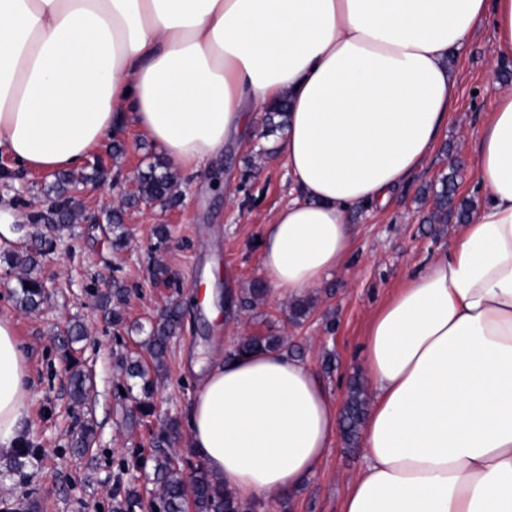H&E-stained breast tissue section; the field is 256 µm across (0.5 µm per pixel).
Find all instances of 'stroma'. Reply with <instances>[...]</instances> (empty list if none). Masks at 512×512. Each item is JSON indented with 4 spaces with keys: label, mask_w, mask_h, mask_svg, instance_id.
Listing matches in <instances>:
<instances>
[{
    "label": "stroma",
    "mask_w": 512,
    "mask_h": 512,
    "mask_svg": "<svg viewBox=\"0 0 512 512\" xmlns=\"http://www.w3.org/2000/svg\"><path fill=\"white\" fill-rule=\"evenodd\" d=\"M493 32L482 27L465 53L454 59L460 75L458 102L431 158L393 194L389 207H355L351 215L357 234L344 264L306 297L309 312L299 321L289 314L293 300L266 295L255 309L233 307L212 319L196 300L204 290L207 264H218V288L241 298L261 279L260 246L267 224L291 198V180L282 153L283 133L264 135V109L252 114L247 142L228 144L223 154L182 180L181 202L163 208L140 205L125 209L127 245L113 250L106 224H76L41 257L34 274L44 283L47 299L35 311L18 308L11 286H0V313L13 315L30 365L27 408L28 448L24 465L0 458V512H112L130 485L140 493L152 489L156 450L153 435L165 418L186 421L198 384L186 369L192 349H209L215 337L232 348L243 336H282L289 353L305 360L323 380L330 399L343 405L353 379L364 378L361 348L374 313L400 288L409 272L428 265L447 250L459 224H429L432 186L457 170V195L480 203L474 167L477 139L490 121L501 91L512 90V62L495 64ZM121 154L111 145L96 148L107 169L118 178L98 186L87 202L106 213L113 209L139 169L158 155V146L131 126L116 134ZM50 172H26L0 178V275L15 278L5 259L14 251L22 200L44 205ZM169 225L171 237L162 257L183 284L188 307L184 330L169 343L166 369L154 395V416L145 417L136 403L122 395L125 377L119 364L136 356L143 334L130 326L148 323L174 295L154 285L149 255L153 228ZM119 277L133 285L125 306V322L112 325L97 309L94 292L105 280ZM85 327L84 340L66 352L62 340L73 323ZM89 371L93 387L86 403L72 402L70 360ZM96 427L95 443L78 454L72 435L84 423ZM361 464L359 448L335 438L319 469L300 490L251 505L250 512H341L349 479Z\"/></svg>",
    "instance_id": "1"
}]
</instances>
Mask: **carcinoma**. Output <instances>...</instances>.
Listing matches in <instances>:
<instances>
[{"label": "carcinoma", "instance_id": "obj_1", "mask_svg": "<svg viewBox=\"0 0 512 512\" xmlns=\"http://www.w3.org/2000/svg\"><path fill=\"white\" fill-rule=\"evenodd\" d=\"M288 100L283 99L265 115L266 131L273 133L283 130L288 116ZM102 177V170L93 166L92 171L75 177V174L60 173L46 188V193L63 201L75 182L97 181ZM137 190L128 198L132 205L139 203L166 202L174 203L179 198L177 194V177L160 160L156 159L147 164L146 169L136 175ZM455 173L444 175L439 185L432 187L433 210L427 215L429 224H446L448 215L455 214L457 220L463 222L470 216L474 208L472 201L467 199L455 200ZM170 229L165 224H159L154 229L156 242L150 257L152 274L155 281L173 290L179 295L182 292L181 282L173 277L163 264L160 253L165 248ZM43 251L32 253L16 252L9 257V264L20 270L15 289L17 305L24 310L38 308L44 299V284L33 271L38 265V257ZM131 288L121 279L112 278V287L104 292L96 293V305L105 316L115 324L123 322L121 306L126 302ZM185 312L182 304L172 301L158 321L152 327L140 347L149 356L150 365L146 366L141 360H130L122 364V370L130 383L126 384L128 394L138 404L143 416L154 414L152 401L158 379L152 374L162 371L166 366V356L169 341L181 332ZM284 347V339L280 336H247L237 341L228 352V357L241 356L257 350H276ZM92 385V378L87 370L78 362H73L69 379V394L72 401L83 403ZM367 400L364 386L360 380H354L348 388V395L341 414V428L347 444L353 445L359 438V431L365 416ZM177 431L175 422L166 424L165 429L156 434L154 447L162 449L155 459L154 480L157 494L149 503L150 512H186L193 508L194 512H245L241 503L229 490L219 493L213 485L210 475L201 468L195 470L191 481L183 477V470L176 456L167 450L170 438Z\"/></svg>", "mask_w": 512, "mask_h": 512}]
</instances>
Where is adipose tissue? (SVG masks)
Wrapping results in <instances>:
<instances>
[{"label":"adipose tissue","instance_id":"1","mask_svg":"<svg viewBox=\"0 0 512 512\" xmlns=\"http://www.w3.org/2000/svg\"><path fill=\"white\" fill-rule=\"evenodd\" d=\"M491 25L512 60V0H0V154L80 169L126 125L194 173L290 103L295 196L267 225L270 292L302 298L351 253L361 203L386 205L455 109L456 71ZM484 192L451 246L370 320L362 468L341 512H512V91L481 131ZM190 446L244 503L292 493L326 457L339 412L301 359L192 360ZM30 389L0 315V454L24 445Z\"/></svg>","mask_w":512,"mask_h":512}]
</instances>
